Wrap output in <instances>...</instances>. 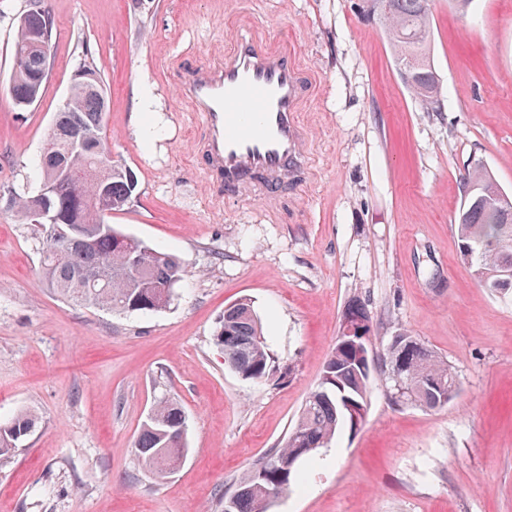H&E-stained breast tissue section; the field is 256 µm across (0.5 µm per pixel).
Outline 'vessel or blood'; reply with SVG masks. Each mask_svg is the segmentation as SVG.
<instances>
[{
	"instance_id": "b4317fda",
	"label": "vessel or blood",
	"mask_w": 512,
	"mask_h": 512,
	"mask_svg": "<svg viewBox=\"0 0 512 512\" xmlns=\"http://www.w3.org/2000/svg\"><path fill=\"white\" fill-rule=\"evenodd\" d=\"M178 96L205 126L199 160L227 197L250 192L271 208L300 183L309 141L301 111L309 83L287 46L238 34L227 56L183 68Z\"/></svg>"
}]
</instances>
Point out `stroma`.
Segmentation results:
<instances>
[{
  "label": "stroma",
  "instance_id": "35a3bbf8",
  "mask_svg": "<svg viewBox=\"0 0 512 512\" xmlns=\"http://www.w3.org/2000/svg\"><path fill=\"white\" fill-rule=\"evenodd\" d=\"M51 75L19 108L8 86L27 0H0V192L38 183L35 160L81 59L106 86L105 142L137 176L112 221L179 257L165 310L119 315L41 280L45 244L0 202V424L38 422L0 464V512H222L220 500L295 422L343 310H369L383 353L406 332L460 386L428 411L389 397L375 365L365 421L303 462L269 512H512V294L460 258L464 176L483 162L512 195V0H431L440 93L424 109L361 0H46ZM294 51L312 85L309 168L275 208L234 200L191 162L204 130L177 101L183 65L229 52L241 20ZM250 299L285 379L224 362L214 331ZM182 406L190 452L158 481L134 442L155 401Z\"/></svg>",
  "mask_w": 512,
  "mask_h": 512
}]
</instances>
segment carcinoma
Returning a JSON list of instances; mask_svg holds the SVG:
<instances>
[{"mask_svg": "<svg viewBox=\"0 0 512 512\" xmlns=\"http://www.w3.org/2000/svg\"><path fill=\"white\" fill-rule=\"evenodd\" d=\"M378 3L379 21L389 36L396 61L409 57L416 61L409 72L408 86L428 106L438 94V80L430 63L429 0H378ZM36 32L53 37V21L42 3L32 0L30 8L20 16L15 32V64L10 86L15 94L31 97L33 103L40 98L41 89L35 88L19 56L27 55L33 66L43 72L45 80L52 65L50 59L41 62L32 48ZM76 71L87 73L98 92L72 82L40 155L41 182L47 181L52 186L57 223L69 226L76 233L68 243L65 260L55 258L56 244L51 238L50 225L38 224L33 217L39 190L27 194L9 192L10 208L46 239L42 273L47 287L93 308L122 313L160 311L171 304L185 268L177 256L161 252L154 262L133 274L131 259L150 248L117 230L110 218L112 212L124 210L133 201L137 179L129 168L118 164L106 173H94L95 151L105 147L103 116L107 111V96L101 74L90 62L81 60ZM76 136L82 140L80 147L74 146ZM61 167L68 169L71 176L60 177L57 171ZM466 180L477 186L478 193L485 198L501 192L484 165L472 167ZM104 197L112 200V210L102 208ZM457 238L461 244L476 246L470 259L475 274L512 268V205L492 207L467 200L459 210ZM98 269L104 271L107 287H86L80 275ZM341 318L360 325L367 333L366 345L374 343L372 319L360 301H350ZM214 340L224 352V362L237 366L251 379L267 380L281 371L268 351L260 318L248 299L224 309ZM385 356L389 366L400 367V377L407 388L404 400L428 410L448 404V391L458 386V379L442 357L407 333L391 341ZM370 378L352 349L335 345L325 364L322 381L307 396L287 436L232 484L237 498L231 512H269L270 501L264 488L275 486L282 494L296 489L305 479L302 462L318 449L327 447L341 425L350 424L344 404L367 407ZM36 422L37 416L29 412L7 426H0V464L14 455ZM183 429H187V423L182 407L169 397L160 398L134 444L138 461L152 476L165 477L166 462L159 449L165 447L169 435Z\"/></svg>", "mask_w": 512, "mask_h": 512, "instance_id": "obj_1", "label": "carcinoma"}]
</instances>
